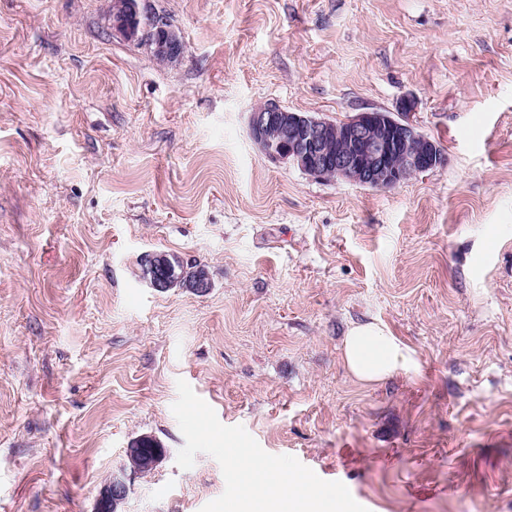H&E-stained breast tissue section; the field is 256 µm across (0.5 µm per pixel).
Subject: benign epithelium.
I'll return each instance as SVG.
<instances>
[{"label":"benign epithelium","instance_id":"7a95c632","mask_svg":"<svg viewBox=\"0 0 512 512\" xmlns=\"http://www.w3.org/2000/svg\"><path fill=\"white\" fill-rule=\"evenodd\" d=\"M107 28L124 40L141 42L160 61L175 63L184 56L185 47L178 32L155 21L140 7L139 0H112ZM414 109V99L404 97L399 102L398 119L389 112L372 109L335 124L266 102L250 112L248 131L269 158L291 164L305 174L319 178L331 174L361 186L392 189L445 161L437 142L407 119ZM335 138L340 145L332 151L328 143ZM170 273L171 263L165 256L154 252L142 258L139 276L151 287H174L178 280L170 278ZM183 287L197 294L208 292L211 282L207 270L197 269ZM139 444L140 439H133L127 451L142 454L144 468L154 469L165 453H149ZM129 492L124 475L112 476L100 491L96 512H112Z\"/></svg>","mask_w":512,"mask_h":512}]
</instances>
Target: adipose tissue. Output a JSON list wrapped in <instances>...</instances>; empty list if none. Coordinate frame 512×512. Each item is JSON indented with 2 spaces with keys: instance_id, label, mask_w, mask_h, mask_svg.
<instances>
[{
  "instance_id": "obj_1",
  "label": "adipose tissue",
  "mask_w": 512,
  "mask_h": 512,
  "mask_svg": "<svg viewBox=\"0 0 512 512\" xmlns=\"http://www.w3.org/2000/svg\"><path fill=\"white\" fill-rule=\"evenodd\" d=\"M342 356L349 373L363 384L380 382L413 362L411 351L376 323L353 326L345 337Z\"/></svg>"
}]
</instances>
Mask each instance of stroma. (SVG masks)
<instances>
[{
  "label": "stroma",
  "mask_w": 512,
  "mask_h": 512,
  "mask_svg": "<svg viewBox=\"0 0 512 512\" xmlns=\"http://www.w3.org/2000/svg\"><path fill=\"white\" fill-rule=\"evenodd\" d=\"M158 64L111 0H0V512H201L217 461L176 457L185 380L226 426L367 512H512V0H147ZM445 162L393 189L269 160L270 101L396 112ZM212 286L158 290L144 253ZM383 324L417 369L357 382ZM164 460L128 471L137 436ZM139 2L112 1L107 28L124 40L141 42L145 50L160 61L175 63L181 60L185 47L178 32L155 21ZM142 44L136 45L143 47ZM342 356L349 373L363 384L380 382L413 363L411 351L376 323L353 326L345 337ZM130 492V485L124 474L113 475L102 487L96 504V512H112L115 506L123 503Z\"/></svg>",
  "instance_id": "1"
}]
</instances>
